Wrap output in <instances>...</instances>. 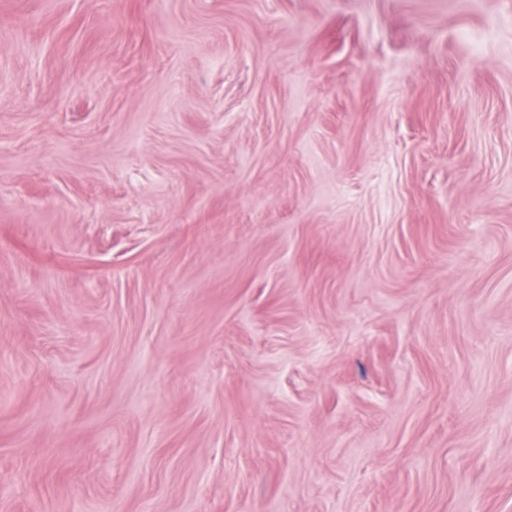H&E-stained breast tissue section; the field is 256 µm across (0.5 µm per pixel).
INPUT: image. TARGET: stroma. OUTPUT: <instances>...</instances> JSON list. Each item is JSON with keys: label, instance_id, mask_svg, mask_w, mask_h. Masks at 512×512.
<instances>
[{"label": "stroma", "instance_id": "1", "mask_svg": "<svg viewBox=\"0 0 512 512\" xmlns=\"http://www.w3.org/2000/svg\"><path fill=\"white\" fill-rule=\"evenodd\" d=\"M0 512H512V0H0Z\"/></svg>", "mask_w": 512, "mask_h": 512}]
</instances>
